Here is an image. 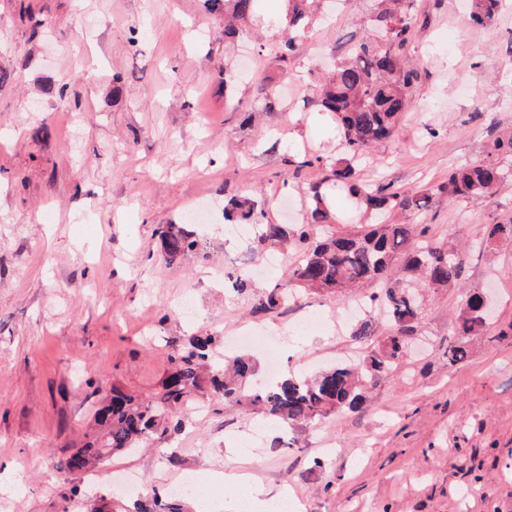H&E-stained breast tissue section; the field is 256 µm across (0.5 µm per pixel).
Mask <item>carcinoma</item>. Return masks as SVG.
<instances>
[{
    "label": "carcinoma",
    "mask_w": 512,
    "mask_h": 512,
    "mask_svg": "<svg viewBox=\"0 0 512 512\" xmlns=\"http://www.w3.org/2000/svg\"><path fill=\"white\" fill-rule=\"evenodd\" d=\"M284 36L277 46L279 61L288 66L297 39L312 23L318 0H287ZM368 33L349 58L322 78L315 105L332 112L349 158L345 166L332 169L333 180L358 199L370 218L360 232H339L330 224L323 208L327 186L310 185L314 202L310 219L290 228L286 224H262L246 199L232 198L224 206V218L235 224H256L257 247L290 245L301 252L288 267V289L275 288L254 293L252 310L268 313L295 296L299 289L316 290L345 297L349 291L372 283L384 287L369 296L381 307L389 332L375 337L369 318L357 322L350 331L353 342L365 346L356 364H338L312 378H288L275 385L254 381L251 359L239 356L226 364L212 348V338L192 337L168 354L167 362L175 380L145 397L112 391V413L97 421L101 429L88 438L77 452L85 455L87 468L110 457L129 453L140 443L162 441L181 429L175 413L197 396L212 391L217 402L244 405L289 430L314 425L331 416L360 410L367 393L392 374L397 361L407 352V337L416 331L421 306L416 292L402 284L403 277L419 279L424 286L443 289L462 276L465 254L456 246H440L426 238L425 226L388 219L393 212L419 217L429 207L424 191L400 188L396 191L362 182L358 164L372 145L397 142L396 133L404 114L415 108L412 88L417 69L406 55L412 42L416 0H377ZM468 20L477 25L492 22L503 0H470ZM255 0H204L210 12L224 14V40L233 41L251 19ZM512 182V129L498 131L492 153L486 159L448 171L437 190L448 200L491 198ZM162 257L174 265L189 256L207 259L202 241L183 224L158 228ZM512 240V218L487 226L485 245ZM405 258L403 266L397 261ZM489 327L479 293L464 296L452 322L453 343L448 347V365L466 361L474 338Z\"/></svg>",
    "instance_id": "obj_1"
}]
</instances>
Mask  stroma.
Returning a JSON list of instances; mask_svg holds the SVG:
<instances>
[{
  "instance_id": "stroma-1",
  "label": "stroma",
  "mask_w": 512,
  "mask_h": 512,
  "mask_svg": "<svg viewBox=\"0 0 512 512\" xmlns=\"http://www.w3.org/2000/svg\"><path fill=\"white\" fill-rule=\"evenodd\" d=\"M374 8L325 5L284 70L269 24L281 0H258L231 44L223 14L202 0H0V70L10 75L0 84V484L21 487L0 512H63L57 462L91 433L113 389L154 392L190 335L213 337L220 352L241 332L273 337L252 352L266 382L362 357L335 297L302 292L255 314L251 293L215 285L203 268L251 247L224 235L230 197L273 223L305 220L278 197L308 199L342 158L336 118L313 100ZM467 10L468 0H417L415 108L400 149L377 143L361 165L371 182L431 190L428 237L467 247L461 280L424 291L414 351L363 411L295 432V451L277 448L283 432L259 415L210 403L193 439L173 436L175 463L154 449L117 455L79 475L78 492L128 504L182 474L242 469L288 487L295 512H512V242L479 247L487 225L512 217V185L453 204L436 191L512 126V5L483 26ZM228 59L238 65L229 90ZM69 76L81 94L74 124L56 93ZM315 156L323 165L295 169ZM201 200L212 208L195 228L207 261L164 264L157 227L181 223ZM476 288L491 290L495 315L472 357L452 367L450 323ZM255 429L264 435L253 445Z\"/></svg>"
}]
</instances>
